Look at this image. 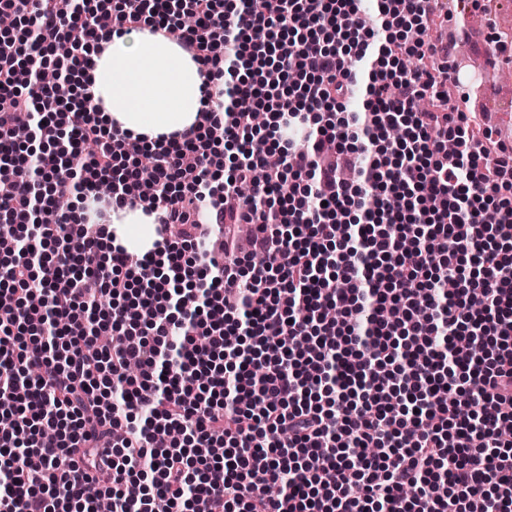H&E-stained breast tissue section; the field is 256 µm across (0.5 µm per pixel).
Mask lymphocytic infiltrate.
<instances>
[{"mask_svg":"<svg viewBox=\"0 0 512 512\" xmlns=\"http://www.w3.org/2000/svg\"><path fill=\"white\" fill-rule=\"evenodd\" d=\"M111 12L0 0V512H97L91 486L112 512H512V146L449 105L436 5ZM144 28L225 83L147 182L31 64L73 39L76 86ZM104 182L95 215L53 206ZM138 197L159 226L133 266L105 218Z\"/></svg>","mask_w":512,"mask_h":512,"instance_id":"f902f5d3","label":"lymphocytic infiltrate"}]
</instances>
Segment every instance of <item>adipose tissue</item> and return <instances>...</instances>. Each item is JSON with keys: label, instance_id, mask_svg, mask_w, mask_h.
I'll return each instance as SVG.
<instances>
[{"label": "adipose tissue", "instance_id": "adipose-tissue-1", "mask_svg": "<svg viewBox=\"0 0 512 512\" xmlns=\"http://www.w3.org/2000/svg\"><path fill=\"white\" fill-rule=\"evenodd\" d=\"M82 83L99 106L100 119L132 139L152 144L191 131L202 107L205 79L176 39L148 30L113 35L94 57ZM114 224L122 245L151 249L155 216L144 204L120 212Z\"/></svg>", "mask_w": 512, "mask_h": 512}]
</instances>
